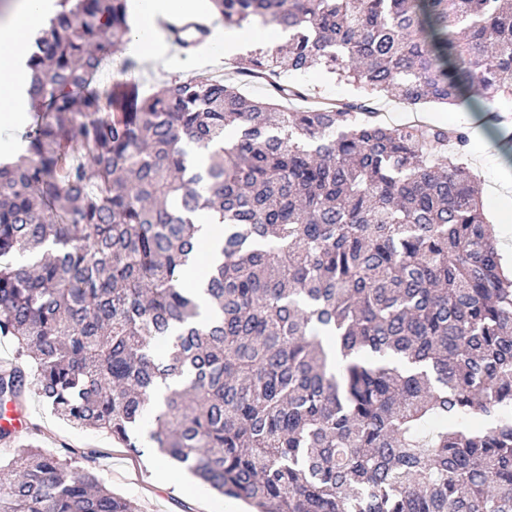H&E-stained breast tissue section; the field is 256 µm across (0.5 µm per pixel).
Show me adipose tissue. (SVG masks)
<instances>
[{
  "mask_svg": "<svg viewBox=\"0 0 512 512\" xmlns=\"http://www.w3.org/2000/svg\"><path fill=\"white\" fill-rule=\"evenodd\" d=\"M55 0H16L10 14L0 21V130L22 127L32 109L31 71L28 66L30 45L40 26L53 13ZM137 19L132 27L129 51L145 61H157L154 50L158 19L178 12L197 9L199 0H136ZM213 37L225 57H233L242 46L255 44L275 49L286 43V35L268 38L249 27L217 29Z\"/></svg>",
  "mask_w": 512,
  "mask_h": 512,
  "instance_id": "obj_1",
  "label": "adipose tissue"
}]
</instances>
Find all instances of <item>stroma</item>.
I'll use <instances>...</instances> for the list:
<instances>
[{"label":"stroma","instance_id":"obj_1","mask_svg":"<svg viewBox=\"0 0 512 512\" xmlns=\"http://www.w3.org/2000/svg\"><path fill=\"white\" fill-rule=\"evenodd\" d=\"M159 50L162 66L148 68L140 64L133 74L127 75L121 73L119 63L115 62L103 67L99 83L110 87L131 76L146 92L159 81L207 70L239 84L249 96L265 98L271 93L266 82L242 80L235 74L231 59L219 54L212 44L187 52L163 41ZM424 112L429 123L469 130L468 165L478 180L487 220L499 224L505 214L512 212V191L505 195L498 192L501 183L512 180V173L501 163L504 150L498 139H487L476 132L474 111L466 105L428 106ZM27 412L26 423L16 440L7 446L0 444L1 457L19 455L27 444L51 449L74 461L76 466L93 470L115 494L132 500L139 512H226L228 498L191 477L180 466L161 461L156 453L131 456L110 434L56 418L35 396L30 397Z\"/></svg>","mask_w":512,"mask_h":512}]
</instances>
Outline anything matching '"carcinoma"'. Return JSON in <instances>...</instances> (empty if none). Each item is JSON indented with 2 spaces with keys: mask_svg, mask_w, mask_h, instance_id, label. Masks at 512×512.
Returning <instances> with one entry per match:
<instances>
[{
  "mask_svg": "<svg viewBox=\"0 0 512 512\" xmlns=\"http://www.w3.org/2000/svg\"><path fill=\"white\" fill-rule=\"evenodd\" d=\"M126 2L59 0L27 155L0 164V338L46 407L256 512H512V278L469 131L276 83L321 68L409 105L481 101L499 124L512 0H211L176 34L288 33L235 70L295 112L208 76L97 86ZM201 212L224 225L206 323L181 281ZM28 391L0 367V404ZM0 512L137 508L31 445L0 460Z\"/></svg>",
  "mask_w": 512,
  "mask_h": 512,
  "instance_id": "cac0c4a2",
  "label": "carcinoma"
}]
</instances>
